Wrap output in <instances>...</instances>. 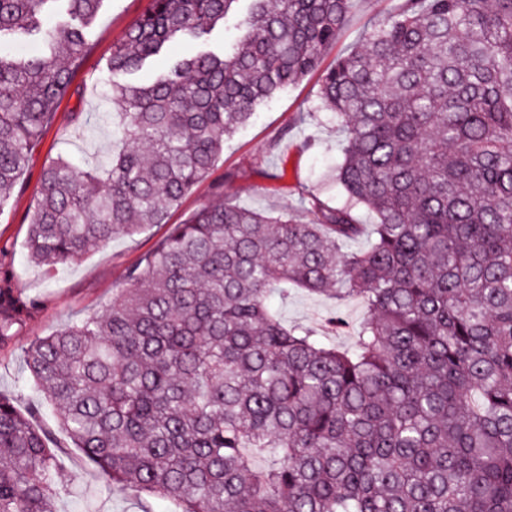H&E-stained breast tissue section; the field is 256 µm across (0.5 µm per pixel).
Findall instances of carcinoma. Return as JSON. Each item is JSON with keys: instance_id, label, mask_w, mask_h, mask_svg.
<instances>
[{"instance_id": "obj_1", "label": "carcinoma", "mask_w": 512, "mask_h": 512, "mask_svg": "<svg viewBox=\"0 0 512 512\" xmlns=\"http://www.w3.org/2000/svg\"><path fill=\"white\" fill-rule=\"evenodd\" d=\"M54 2L0 0V36L41 46L0 53V203L87 52L83 27L49 25ZM64 2L87 24L103 0ZM237 2L152 0L114 45L122 147L44 169L31 262L165 223L224 140L318 68L351 0H250L231 48L125 80ZM322 112L344 123L341 204L309 198L306 222L199 208L103 313L29 344L35 385L103 484L180 512H512V0H403L325 71L306 117ZM290 285L360 299L354 347L284 325L271 300ZM29 308L0 283V342ZM57 472L0 393V512H56Z\"/></svg>"}]
</instances>
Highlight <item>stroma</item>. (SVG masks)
Segmentation results:
<instances>
[{"instance_id": "stroma-1", "label": "stroma", "mask_w": 512, "mask_h": 512, "mask_svg": "<svg viewBox=\"0 0 512 512\" xmlns=\"http://www.w3.org/2000/svg\"><path fill=\"white\" fill-rule=\"evenodd\" d=\"M401 5L402 0H351L348 20L319 70L259 108L249 124L226 140L217 165L224 176L226 199L269 213L295 212L301 197L308 194L331 205L342 201V191L331 174L341 160L338 144L344 132L334 115L312 123L302 114L316 99L322 71L333 67L375 21ZM150 6V0H104L85 30L89 50L73 73L67 95L11 197L0 205V272L7 273L15 293L32 304L14 336L0 343V393L31 412L34 423L51 436L62 489L56 501L58 512H178L159 498L101 486L95 467L58 429L46 400L30 383L25 363L32 340L50 335L73 318L103 311L125 288L128 269L153 250L170 225L183 223L218 197L211 181L200 182L170 211L166 223L132 236L113 237L75 262L46 268L27 256V215L40 195L43 169L60 156L76 166L91 167L106 162L112 153L117 119L104 106L112 82V47ZM277 308L285 323L319 331L329 312L339 311L350 329L364 313L358 299L339 302L301 288L290 289Z\"/></svg>"}]
</instances>
